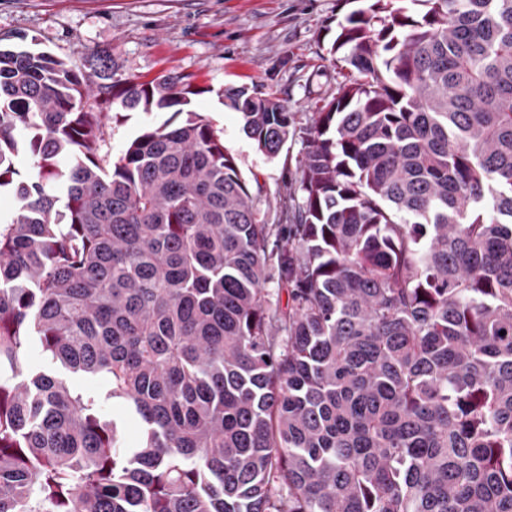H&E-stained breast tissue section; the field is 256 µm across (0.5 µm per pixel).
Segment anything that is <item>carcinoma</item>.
Returning a JSON list of instances; mask_svg holds the SVG:
<instances>
[{"instance_id": "carcinoma-1", "label": "carcinoma", "mask_w": 512, "mask_h": 512, "mask_svg": "<svg viewBox=\"0 0 512 512\" xmlns=\"http://www.w3.org/2000/svg\"><path fill=\"white\" fill-rule=\"evenodd\" d=\"M330 52L304 127L224 88L304 145L267 224L188 77L0 48V512H512V0H366ZM115 105L185 119L103 164ZM65 377L76 392L94 397L98 401L102 417L112 421L114 403L112 397L108 396L109 387L103 377L71 373L66 374Z\"/></svg>"}]
</instances>
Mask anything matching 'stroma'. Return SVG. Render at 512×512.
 Segmentation results:
<instances>
[{
    "label": "stroma",
    "instance_id": "obj_1",
    "mask_svg": "<svg viewBox=\"0 0 512 512\" xmlns=\"http://www.w3.org/2000/svg\"><path fill=\"white\" fill-rule=\"evenodd\" d=\"M350 0H0V42L37 37L76 67L89 54L110 60L116 78L145 82L170 73L199 88L191 107L219 131L249 186L259 217L272 222L294 185L303 152L289 141L274 158L259 152L225 107V86H245L288 105L306 125L350 73L329 52ZM165 112H122L106 128L102 150L118 156Z\"/></svg>",
    "mask_w": 512,
    "mask_h": 512
}]
</instances>
